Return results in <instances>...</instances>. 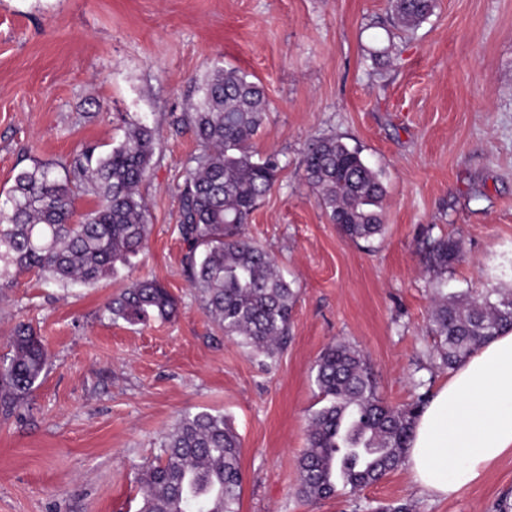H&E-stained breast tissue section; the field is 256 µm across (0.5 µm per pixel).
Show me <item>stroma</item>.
<instances>
[{
  "mask_svg": "<svg viewBox=\"0 0 512 512\" xmlns=\"http://www.w3.org/2000/svg\"><path fill=\"white\" fill-rule=\"evenodd\" d=\"M401 27L390 0H0V203L20 171L106 152L143 117L160 141L141 191L145 248L119 276L60 288L24 274L0 288V357L20 324L50 365L30 398L0 415V512H138L137 478L180 413L228 417L242 441L240 512H496L512 493V454L439 500L406 467L308 503L298 458L320 408L312 367L345 340L392 406L448 378L426 369L430 275L425 230L463 256L449 292L512 286V0H435ZM216 64L263 85L256 148L276 155L271 192L246 225L298 291L288 342L255 356L203 310L182 268L178 186L197 151L182 117ZM359 148L387 187L386 229L357 246L303 178L315 139ZM152 275L173 319L112 321L107 302Z\"/></svg>",
  "mask_w": 512,
  "mask_h": 512,
  "instance_id": "obj_1",
  "label": "stroma"
}]
</instances>
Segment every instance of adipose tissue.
<instances>
[{
  "mask_svg": "<svg viewBox=\"0 0 512 512\" xmlns=\"http://www.w3.org/2000/svg\"><path fill=\"white\" fill-rule=\"evenodd\" d=\"M512 451V332L456 368L418 416L405 463L413 484L445 500Z\"/></svg>",
  "mask_w": 512,
  "mask_h": 512,
  "instance_id": "1",
  "label": "adipose tissue"
}]
</instances>
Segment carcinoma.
I'll return each mask as SVG.
<instances>
[{
	"instance_id": "cac0c4a2",
	"label": "carcinoma",
	"mask_w": 512,
	"mask_h": 512,
	"mask_svg": "<svg viewBox=\"0 0 512 512\" xmlns=\"http://www.w3.org/2000/svg\"><path fill=\"white\" fill-rule=\"evenodd\" d=\"M406 28L422 23L434 0H391ZM184 120L198 142L180 192L183 268L208 315L253 351L273 355L286 343L297 293L269 254L244 235V225L271 190L274 155L260 156L255 139L268 108L260 84L234 68L214 67L198 85ZM157 130L142 118L128 122L123 140L102 154L87 146L63 167L49 163L20 171L0 205V285L34 273L60 288L87 286L119 275L147 241V180ZM303 176L318 205L342 236L354 243L383 234L386 186L361 151L337 137L311 143ZM93 198L80 212L76 200ZM425 265L433 274L430 359L454 369L482 344L512 330V289L448 294V271L462 261L457 243L427 234ZM111 319L129 324L152 316L169 319L175 298L154 278H136L106 306ZM0 361V411L23 404L46 373L48 357L33 330L17 327ZM325 404L309 420L308 446L298 460V494L309 502L334 495L342 485L360 490L398 469L413 424L428 392L414 383V399L402 408L378 394L372 370L356 346L328 345L313 368ZM242 443L222 415L186 412L142 467L139 512H240Z\"/></svg>"
}]
</instances>
